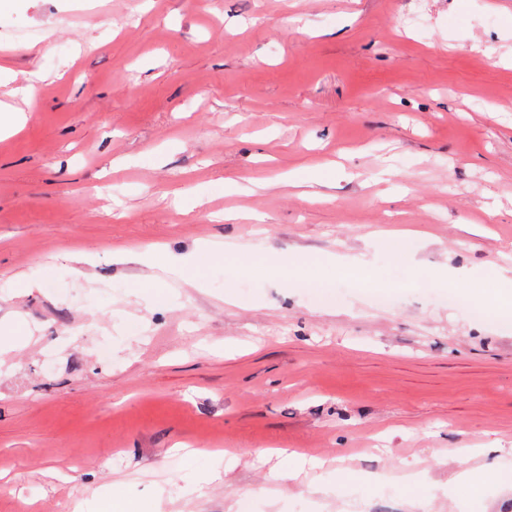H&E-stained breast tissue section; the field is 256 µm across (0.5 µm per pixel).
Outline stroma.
<instances>
[{"label":"stroma","mask_w":512,"mask_h":512,"mask_svg":"<svg viewBox=\"0 0 512 512\" xmlns=\"http://www.w3.org/2000/svg\"><path fill=\"white\" fill-rule=\"evenodd\" d=\"M1 65L40 78L0 84V512H237L280 448L310 466L247 512H512V329L465 299L512 269V0H0ZM220 238L376 285L145 296L146 247ZM336 270L341 277L350 278L362 283L371 282L369 263L360 257H335Z\"/></svg>","instance_id":"1"}]
</instances>
